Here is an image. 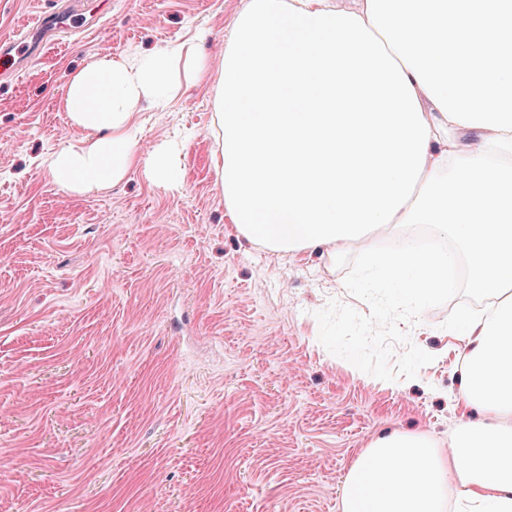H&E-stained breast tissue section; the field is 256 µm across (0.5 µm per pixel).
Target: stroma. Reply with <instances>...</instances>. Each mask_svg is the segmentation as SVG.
<instances>
[{
  "label": "stroma",
  "mask_w": 512,
  "mask_h": 512,
  "mask_svg": "<svg viewBox=\"0 0 512 512\" xmlns=\"http://www.w3.org/2000/svg\"><path fill=\"white\" fill-rule=\"evenodd\" d=\"M54 0H0V36ZM249 0H79L69 30L0 73V512H339L350 463L391 432L440 450L483 411L456 405L453 309L408 326L433 355L383 381L330 354L329 301L368 313L326 247L240 236L214 170L231 31ZM191 45L208 69L165 107L141 101V165L63 189L43 158L84 137L62 108L93 58ZM181 145L180 189L144 162Z\"/></svg>",
  "instance_id": "stroma-1"
}]
</instances>
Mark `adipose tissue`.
<instances>
[{"label": "adipose tissue", "mask_w": 512, "mask_h": 512, "mask_svg": "<svg viewBox=\"0 0 512 512\" xmlns=\"http://www.w3.org/2000/svg\"><path fill=\"white\" fill-rule=\"evenodd\" d=\"M512 0H249L224 55L214 165L237 231L276 250L360 249L375 277L417 299L448 287L453 255L371 241L377 227L434 224L469 254L496 304L458 316V394L489 420L447 451L423 434L372 440L351 463L342 512H512ZM206 74L192 47L95 58L62 105L86 136L46 164L88 193L139 161L132 121Z\"/></svg>", "instance_id": "obj_1"}]
</instances>
